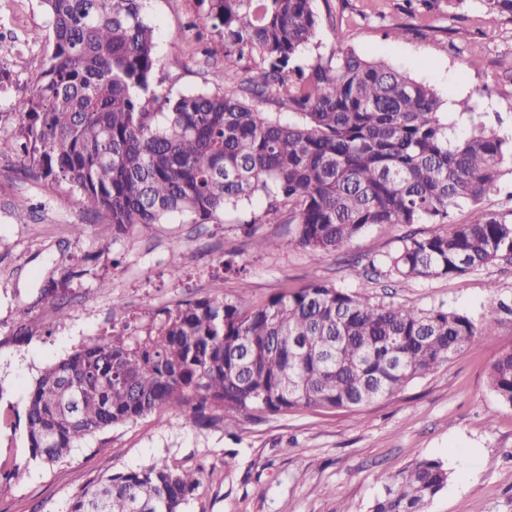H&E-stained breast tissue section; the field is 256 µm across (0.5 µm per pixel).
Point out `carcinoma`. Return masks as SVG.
<instances>
[{"label":"carcinoma","mask_w":512,"mask_h":512,"mask_svg":"<svg viewBox=\"0 0 512 512\" xmlns=\"http://www.w3.org/2000/svg\"><path fill=\"white\" fill-rule=\"evenodd\" d=\"M189 24L224 41V90L171 98L155 90L156 28L146 0H41L52 29L36 87L0 133V157L23 154L24 173L77 192L97 235L203 223L230 207L264 203L253 221L285 218L297 244L336 253L364 231L446 224L408 234L385 264L400 279L457 277L512 264V219L478 207L512 174V137L457 119L429 86L353 49L296 64L319 19L312 0H200ZM273 101L292 119L258 106ZM472 206L464 224L452 209ZM12 214L25 224L24 197ZM467 316L407 302L377 304L312 280L244 308L223 296L160 310L144 325L92 338L36 379L25 411L33 459L66 458L86 436L157 410L184 423L254 411L360 409L435 373L488 337ZM489 386L512 406V345ZM444 462L398 473L368 512H428L448 488ZM195 471L163 462L113 473L68 512H183Z\"/></svg>","instance_id":"1"}]
</instances>
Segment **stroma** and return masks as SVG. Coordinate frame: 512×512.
Returning <instances> with one entry per match:
<instances>
[{
  "label": "stroma",
  "mask_w": 512,
  "mask_h": 512,
  "mask_svg": "<svg viewBox=\"0 0 512 512\" xmlns=\"http://www.w3.org/2000/svg\"><path fill=\"white\" fill-rule=\"evenodd\" d=\"M312 7L320 25L300 64L342 48L384 58L434 87L444 102L469 100L487 125L512 133V17L489 12L482 0L459 7L433 0L411 13L403 0H313ZM198 9L197 0L148 2L158 93L216 91L231 81L196 54L186 24ZM47 29L38 0H0V67L12 74L0 112L22 111L45 57L23 36ZM23 167L21 157L0 159V512H68L74 497L112 473L156 462L199 471L184 512H366L393 475L423 458L440 459L451 472L428 512H512V406L488 385L491 364L512 344V265L403 283L382 260L406 226L371 228L348 250L327 254L297 246L295 225L258 222V205L204 224L177 218L103 242L80 196L25 176ZM16 196L35 207L28 223H16L7 206ZM75 224L85 225L82 236L72 233ZM262 237L280 248L257 249ZM67 270L73 276L56 295L44 294L51 272ZM315 278L380 302L441 306L493 333L392 398L358 410L303 409L200 425L156 411L87 437L57 464L32 460L24 411L33 381L83 341L192 299L223 295L258 304ZM60 298L68 312L62 320L54 307ZM23 327L31 335L21 336ZM230 452L236 465L229 470ZM16 467L23 477L9 478Z\"/></svg>",
  "instance_id": "obj_1"
}]
</instances>
